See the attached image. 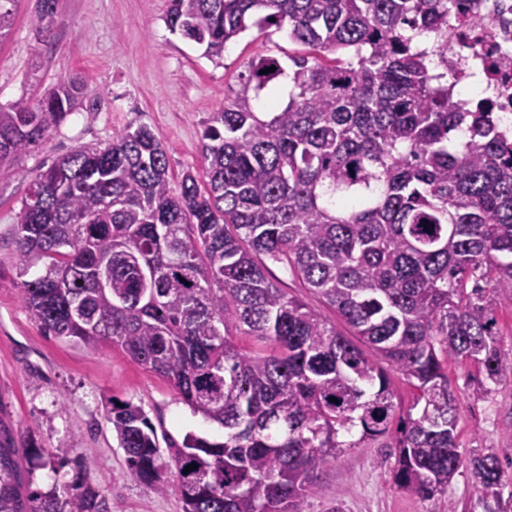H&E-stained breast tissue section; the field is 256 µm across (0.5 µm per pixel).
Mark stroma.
<instances>
[{
	"mask_svg": "<svg viewBox=\"0 0 512 512\" xmlns=\"http://www.w3.org/2000/svg\"><path fill=\"white\" fill-rule=\"evenodd\" d=\"M168 8L169 0H58L46 34L33 23L37 0H16L13 24L0 38V105L38 100L70 78L86 86L73 114L0 175V444L23 449L34 441L56 460L84 456L112 512H183L176 493H156L127 476L124 451L105 419L112 400L140 404L158 432L178 442L189 432L219 440L224 430L193 414L168 381L119 351L45 335L22 300L24 280L43 268L18 266L14 227L21 202L52 159L141 125L162 139L172 184L187 173L204 179V128L235 96L249 62L261 56L283 61L299 52L285 32L252 27L213 62L203 47L169 30ZM270 272L280 288L351 335L337 312L284 268L274 265ZM448 377L460 407V450L498 457L500 496L512 512V383L478 392V374L453 363ZM393 462L384 439L360 443L319 473L306 512H484L469 470H460L447 492L424 500L394 485Z\"/></svg>",
	"mask_w": 512,
	"mask_h": 512,
	"instance_id": "1",
	"label": "stroma"
}]
</instances>
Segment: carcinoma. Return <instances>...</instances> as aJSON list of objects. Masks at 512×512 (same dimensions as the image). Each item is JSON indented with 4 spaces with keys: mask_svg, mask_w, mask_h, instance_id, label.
I'll use <instances>...</instances> for the list:
<instances>
[{
    "mask_svg": "<svg viewBox=\"0 0 512 512\" xmlns=\"http://www.w3.org/2000/svg\"><path fill=\"white\" fill-rule=\"evenodd\" d=\"M14 3L0 0V37ZM462 10V0H170L169 29L210 59L251 24L287 28L306 55L290 75L274 57L249 63L204 129L203 187L190 173L171 187L146 126L58 156L30 184L15 234L19 265L45 267L22 288L31 317L76 345L117 349L224 428L222 442L188 435L163 451L140 405L108 411L127 475L175 491L184 512H305L318 472L378 438L395 449L398 488L431 498L466 467L484 512H504L496 455L459 451L448 378L457 363L512 382L494 315L512 308V138L454 93L448 32ZM55 11L40 0L39 30ZM424 33L440 37L437 49L414 43ZM285 76L286 106L255 111ZM83 90L71 80L0 106L1 174ZM268 260L367 350L279 288ZM376 357L415 389L411 406L394 402ZM39 458L0 447V512H112L80 457L43 461L72 465L62 489L21 495L18 474Z\"/></svg>",
    "mask_w": 512,
    "mask_h": 512,
    "instance_id": "cac0c4a2",
    "label": "carcinoma"
}]
</instances>
